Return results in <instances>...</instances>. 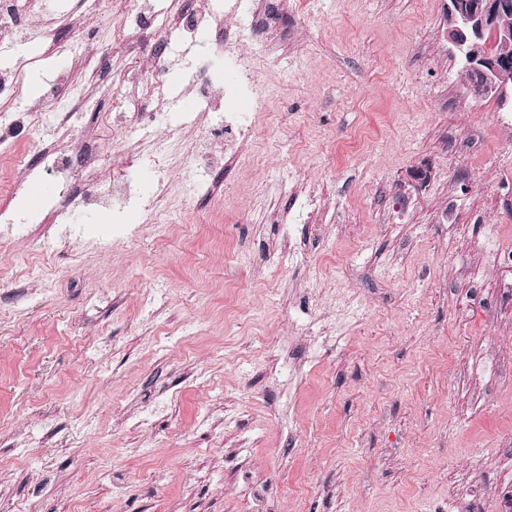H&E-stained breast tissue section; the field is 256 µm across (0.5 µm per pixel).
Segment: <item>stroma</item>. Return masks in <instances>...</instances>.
<instances>
[{"label":"stroma","instance_id":"obj_1","mask_svg":"<svg viewBox=\"0 0 512 512\" xmlns=\"http://www.w3.org/2000/svg\"><path fill=\"white\" fill-rule=\"evenodd\" d=\"M57 48L21 32L0 124V512H512V111L473 100L446 0H288L262 35V135L144 222L109 197L70 229L64 182L15 187L35 144L127 158L125 63L85 0H50ZM95 51L41 114L71 47ZM158 59L193 170L220 133L187 91L197 56ZM301 183L281 188V159ZM319 197L303 203L308 186ZM21 79L20 73L0 78V122L8 114L5 111L11 106L13 98L20 88Z\"/></svg>","mask_w":512,"mask_h":512}]
</instances>
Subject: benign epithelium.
<instances>
[{"mask_svg":"<svg viewBox=\"0 0 512 512\" xmlns=\"http://www.w3.org/2000/svg\"><path fill=\"white\" fill-rule=\"evenodd\" d=\"M510 9L512 0H447L448 37L472 76L468 88L476 100L491 96L512 101V62L474 49L489 30L498 40H512V28L497 25L498 17Z\"/></svg>","mask_w":512,"mask_h":512,"instance_id":"7a95c632","label":"benign epithelium"}]
</instances>
